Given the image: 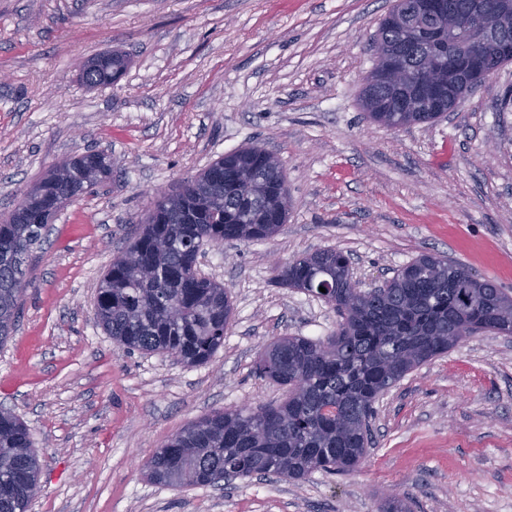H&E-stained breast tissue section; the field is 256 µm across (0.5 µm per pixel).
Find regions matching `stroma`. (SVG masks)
<instances>
[{"mask_svg":"<svg viewBox=\"0 0 512 512\" xmlns=\"http://www.w3.org/2000/svg\"><path fill=\"white\" fill-rule=\"evenodd\" d=\"M395 3L0 0V221L63 159L112 158L48 226L0 346V408L40 464L29 512H379L394 492L411 512H512V335L495 332L380 397L355 472L177 488L142 469L202 416L282 402L256 373L271 342L335 330L331 304L274 283V259L339 249L365 287L434 254L512 294V62L432 123L373 122L361 93ZM112 51L125 74L85 87L80 68ZM250 144L280 161L291 207L271 238L202 248L233 303L223 345L201 366L120 346L94 315L113 257L156 192Z\"/></svg>","mask_w":512,"mask_h":512,"instance_id":"35a3bbf8","label":"stroma"}]
</instances>
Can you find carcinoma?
Instances as JSON below:
<instances>
[{
    "instance_id": "cac0c4a2",
    "label": "carcinoma",
    "mask_w": 512,
    "mask_h": 512,
    "mask_svg": "<svg viewBox=\"0 0 512 512\" xmlns=\"http://www.w3.org/2000/svg\"><path fill=\"white\" fill-rule=\"evenodd\" d=\"M457 36L443 47L437 81L425 61L418 32L398 14L382 20L378 39L398 52L393 63L411 73L401 86L378 83L362 102L381 125L400 103H415L408 124L441 117L480 83L477 57L498 59L500 40L472 29L483 0H444ZM127 59L80 72L88 87L123 75ZM112 174V158L99 152L72 156L32 187V198L0 223V344L16 325L26 266L42 231L62 202L79 198ZM287 176L269 152L252 145L212 161L181 184L180 194L154 204L126 251L114 258L95 298L98 325L119 345L143 353L164 352L190 366L208 363L224 342L232 314L224 285L199 274L196 254L206 243L251 242L273 236L286 221L279 211ZM277 283L321 296L317 283L335 278L325 296L342 320L326 339L285 336L270 344L260 375L288 387L276 405L214 411L167 440L145 463L147 477L169 486H211L263 472L301 480L315 471L342 474L365 458L373 405L414 368L448 352L479 331L512 335V297L445 257L422 254L373 293L344 287L350 259L327 249L276 268ZM39 490L38 460L26 425L0 409V512H28Z\"/></svg>"
}]
</instances>
